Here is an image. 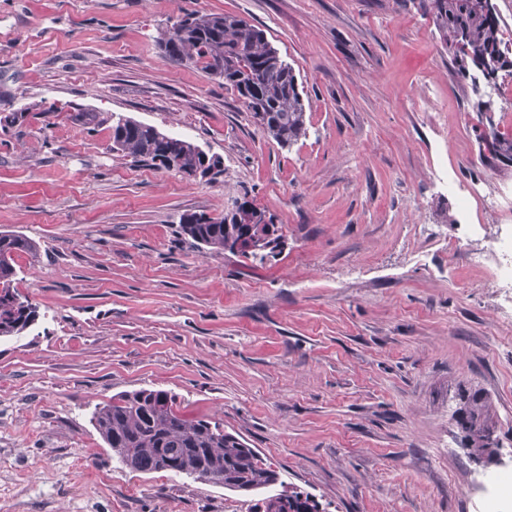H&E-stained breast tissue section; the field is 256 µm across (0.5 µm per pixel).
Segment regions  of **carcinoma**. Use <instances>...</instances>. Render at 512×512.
Listing matches in <instances>:
<instances>
[{"mask_svg": "<svg viewBox=\"0 0 512 512\" xmlns=\"http://www.w3.org/2000/svg\"><path fill=\"white\" fill-rule=\"evenodd\" d=\"M433 16L440 37L452 53L461 74L476 68L489 86L499 78L512 77V49L503 38L502 19L492 0H422ZM173 27L177 38L162 29L156 43L167 58L187 62L224 81L250 115L263 113L262 132L282 148L306 137V105L294 69L267 40L263 30L231 14L188 12ZM112 151L134 162L181 174L209 164L212 178L224 174L216 168L218 158L203 154L199 146L156 127L112 115ZM484 139L491 153L512 161V135L490 129ZM254 223L244 224L231 208L200 222L204 215H186L181 233L197 249L229 253L253 266L265 265V257L234 250L247 232L263 238L273 218L258 207L251 210ZM37 244L27 236L0 231V339L19 336L39 318L38 306L30 299L17 306L11 296L18 289L20 267L16 259L37 257ZM458 424L468 454L475 460L490 455L494 443L486 434L494 423L488 398L479 390L460 395ZM91 421L103 444L120 465L143 474L168 473L198 479L201 474L224 488L252 494L274 487L278 473L266 458L248 447L243 439L224 431L212 418H190L175 396L160 389L120 392L95 405Z\"/></svg>", "mask_w": 512, "mask_h": 512, "instance_id": "carcinoma-1", "label": "carcinoma"}]
</instances>
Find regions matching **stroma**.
Wrapping results in <instances>:
<instances>
[{"mask_svg": "<svg viewBox=\"0 0 512 512\" xmlns=\"http://www.w3.org/2000/svg\"><path fill=\"white\" fill-rule=\"evenodd\" d=\"M191 11L264 31L308 97L306 139L280 148L162 55L158 30ZM488 99L512 133V79L461 76L419 0H0V230L39 246L17 263L41 313L0 341V512H248L113 460L91 413L140 388L222 420L324 512H478L475 480L512 471V310L432 170L512 183L479 138ZM77 106L99 123L42 116ZM115 114L220 154L224 176L118 156ZM243 195L286 238L263 267L180 233ZM474 390L497 411L493 468L456 422Z\"/></svg>", "mask_w": 512, "mask_h": 512, "instance_id": "stroma-1", "label": "stroma"}]
</instances>
